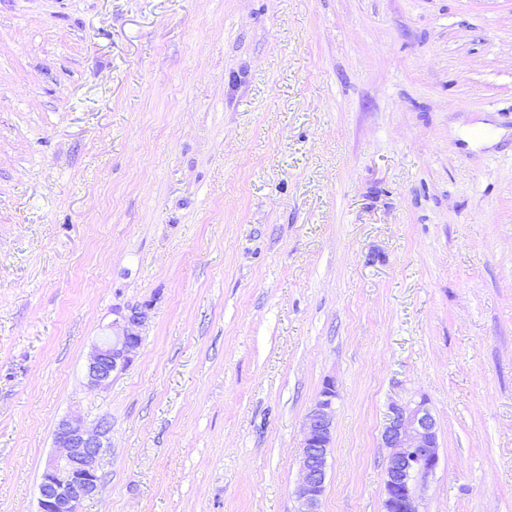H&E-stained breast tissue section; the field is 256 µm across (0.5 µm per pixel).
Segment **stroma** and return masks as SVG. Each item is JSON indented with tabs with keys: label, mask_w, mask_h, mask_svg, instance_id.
<instances>
[{
	"label": "stroma",
	"mask_w": 512,
	"mask_h": 512,
	"mask_svg": "<svg viewBox=\"0 0 512 512\" xmlns=\"http://www.w3.org/2000/svg\"><path fill=\"white\" fill-rule=\"evenodd\" d=\"M147 303L106 388L85 364ZM512 512V0H0V512L62 418L112 423L82 512ZM335 398L334 382L328 380L302 424V450L299 457L301 476L294 490L299 503L298 512H320L327 455L332 442ZM387 449L382 512H419L417 486L424 483L439 462L437 423L427 402L392 404L381 433Z\"/></svg>",
	"instance_id": "stroma-1"
}]
</instances>
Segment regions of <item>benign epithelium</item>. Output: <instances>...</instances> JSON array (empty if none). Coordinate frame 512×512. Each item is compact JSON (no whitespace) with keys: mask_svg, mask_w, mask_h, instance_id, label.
<instances>
[{"mask_svg":"<svg viewBox=\"0 0 512 512\" xmlns=\"http://www.w3.org/2000/svg\"><path fill=\"white\" fill-rule=\"evenodd\" d=\"M151 306H135L112 321V334L94 344L86 366L87 386L107 387L113 373L125 369L140 347L139 328ZM334 382L325 383L302 424L300 479L294 490L298 512H320L327 455L332 442ZM112 424L102 419L92 428L78 418L61 420L54 432L57 453L45 465L39 483L38 512H80L82 503L101 486L99 461L103 438ZM387 449L382 512H418L417 486L427 480L439 462L437 423L426 400L414 405L393 404L381 433Z\"/></svg>","mask_w":512,"mask_h":512,"instance_id":"7a95c632","label":"benign epithelium"}]
</instances>
